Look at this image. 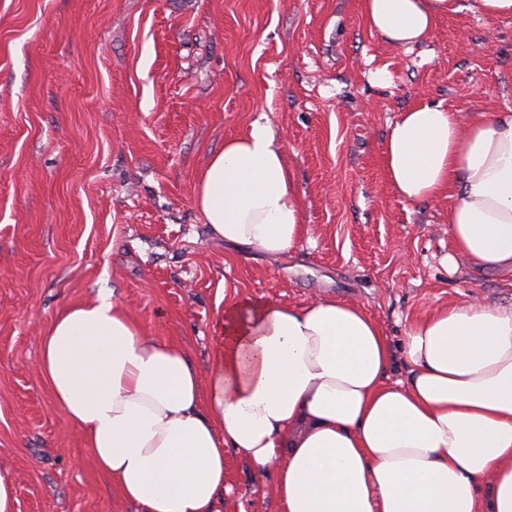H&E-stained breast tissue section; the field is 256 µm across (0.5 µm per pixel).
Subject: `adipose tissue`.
<instances>
[{"instance_id":"ef3b65f1","label":"adipose tissue","mask_w":512,"mask_h":512,"mask_svg":"<svg viewBox=\"0 0 512 512\" xmlns=\"http://www.w3.org/2000/svg\"><path fill=\"white\" fill-rule=\"evenodd\" d=\"M457 0H363L387 43L425 41ZM387 181L451 198L455 255L512 270V113L402 112ZM195 203L213 237L270 256L303 239V202L269 125L212 153ZM206 372L149 336L111 293L67 306L42 337L53 406L134 512H220L228 453L273 473L279 512H512V305L433 307L404 331L406 380L365 307L227 303Z\"/></svg>"}]
</instances>
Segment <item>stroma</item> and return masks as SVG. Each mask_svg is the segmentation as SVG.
I'll use <instances>...</instances> for the list:
<instances>
[{
  "mask_svg": "<svg viewBox=\"0 0 512 512\" xmlns=\"http://www.w3.org/2000/svg\"><path fill=\"white\" fill-rule=\"evenodd\" d=\"M458 0L428 40L390 45L361 0H0V467L17 512H119L50 402L43 328L112 293L206 371L231 301L362 304L393 349L430 306L512 304V272L452 269L448 197L388 184L400 113L512 110V17ZM268 123L304 206L278 258L211 238L197 180L226 137ZM223 512H278L238 456Z\"/></svg>",
  "mask_w": 512,
  "mask_h": 512,
  "instance_id": "obj_1",
  "label": "stroma"
}]
</instances>
